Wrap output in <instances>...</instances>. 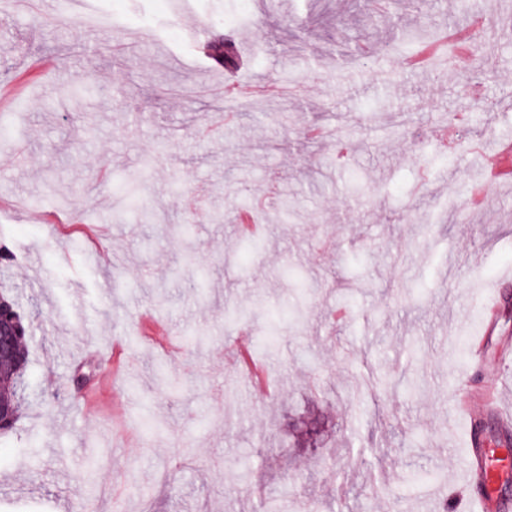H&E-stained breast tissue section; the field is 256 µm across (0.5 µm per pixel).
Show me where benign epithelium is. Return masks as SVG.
I'll use <instances>...</instances> for the list:
<instances>
[{"instance_id": "7a95c632", "label": "benign epithelium", "mask_w": 512, "mask_h": 512, "mask_svg": "<svg viewBox=\"0 0 512 512\" xmlns=\"http://www.w3.org/2000/svg\"><path fill=\"white\" fill-rule=\"evenodd\" d=\"M26 330L14 305L0 298V391L10 399H0V431L10 430L17 420L18 398L24 389V362L18 351L24 348Z\"/></svg>"}]
</instances>
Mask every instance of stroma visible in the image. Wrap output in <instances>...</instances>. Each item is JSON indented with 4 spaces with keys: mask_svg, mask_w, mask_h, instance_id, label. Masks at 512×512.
I'll list each match as a JSON object with an SVG mask.
<instances>
[{
    "mask_svg": "<svg viewBox=\"0 0 512 512\" xmlns=\"http://www.w3.org/2000/svg\"><path fill=\"white\" fill-rule=\"evenodd\" d=\"M459 0H94L87 19L0 0V293L30 317L28 397L0 435V512H439L459 507L464 431L448 386L468 337L512 349V182L482 210L474 142H512V28L459 75L396 70L406 30L441 34ZM233 43L230 98L182 38ZM151 29L166 52L123 32ZM489 109L490 121L459 124ZM327 138L312 141L310 126ZM360 176L371 197L352 189ZM262 199V248L232 222ZM498 305L485 313V287ZM301 307L263 349V319ZM153 317L167 336L149 344ZM246 328L248 336L237 335ZM248 346L275 390L226 365ZM115 353L119 381L77 360ZM165 370L177 392L156 379ZM92 399L66 422L68 393ZM159 431H137L142 407Z\"/></svg>",
    "mask_w": 512,
    "mask_h": 512,
    "instance_id": "obj_1",
    "label": "stroma"
}]
</instances>
